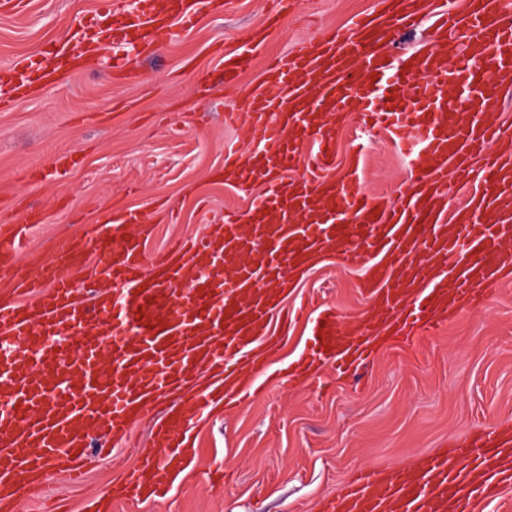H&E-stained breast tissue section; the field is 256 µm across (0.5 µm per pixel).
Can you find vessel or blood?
Returning a JSON list of instances; mask_svg holds the SVG:
<instances>
[{
    "label": "vessel or blood",
    "mask_w": 512,
    "mask_h": 512,
    "mask_svg": "<svg viewBox=\"0 0 512 512\" xmlns=\"http://www.w3.org/2000/svg\"><path fill=\"white\" fill-rule=\"evenodd\" d=\"M221 0H130L105 28L85 22L58 61L38 54L12 68L0 101L22 100L110 52L124 82L142 80L140 58L158 39L175 43L201 11ZM427 26L425 50L394 58L396 28ZM258 43L225 51V82L245 69ZM512 90V0H478L456 12L445 0H376L346 29L303 40L270 65L250 95L252 148L225 147L224 168L243 188L262 184L246 212L227 211L207 233L176 244L175 255L145 252L150 225L122 215V232L88 225L50 243L25 270L17 261L39 212L0 227V496H35L55 469L84 480L92 435L127 448L150 418L120 497H163L171 473L196 457L192 418L154 403L192 387L193 416L216 398L226 409L259 397L265 366L254 348L277 353L289 315L288 287L311 256L336 255L364 268L363 315L319 309L307 343L284 370L295 385L326 388L353 375L383 344L411 346L459 313L486 306L512 267V129L490 105ZM391 135L413 159L412 193L397 206L370 193L357 167L333 178L337 128L345 117ZM304 175L284 180L302 153ZM476 192L449 209L448 174ZM82 264L93 298L77 303L70 269ZM79 348L62 342L72 330ZM213 389H194L201 370ZM512 487V426L471 434L453 447L394 467L368 469L325 512H476Z\"/></svg>",
    "instance_id": "obj_1"
}]
</instances>
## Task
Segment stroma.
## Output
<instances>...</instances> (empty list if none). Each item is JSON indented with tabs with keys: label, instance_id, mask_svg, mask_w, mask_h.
<instances>
[{
	"label": "stroma",
	"instance_id": "35a3bbf8",
	"mask_svg": "<svg viewBox=\"0 0 512 512\" xmlns=\"http://www.w3.org/2000/svg\"><path fill=\"white\" fill-rule=\"evenodd\" d=\"M123 5L27 0L23 14H0V76L60 48L82 22L111 24ZM373 8L374 0H298L268 30V0H231L223 12L199 14L178 44H160L141 59L143 84L94 67L65 74L32 98L0 103V225L23 223L33 210L42 217L21 263L121 209L146 213L153 252L204 233L203 209L217 215L247 208L251 192L232 177L213 176L224 165L225 142L251 140L248 124L225 125V113L244 111L274 59ZM258 32L262 47L237 82H208L224 66L221 49ZM368 138L365 185L398 201L409 166L390 138ZM72 149L80 162L66 177L47 173L51 155ZM360 276L325 258L288 302L318 300L344 315L363 314ZM308 326L304 319L289 327L268 360L261 398L196 422V482L161 499L114 502L112 512H322L359 469L405 463L476 428L512 424V277L485 309L459 314L412 347H380L361 375L326 391L290 386L279 375L303 349ZM134 462L125 451L107 458L91 448L83 485L70 486L52 471L45 495L64 512H82Z\"/></svg>",
	"mask_w": 512,
	"mask_h": 512
}]
</instances>
